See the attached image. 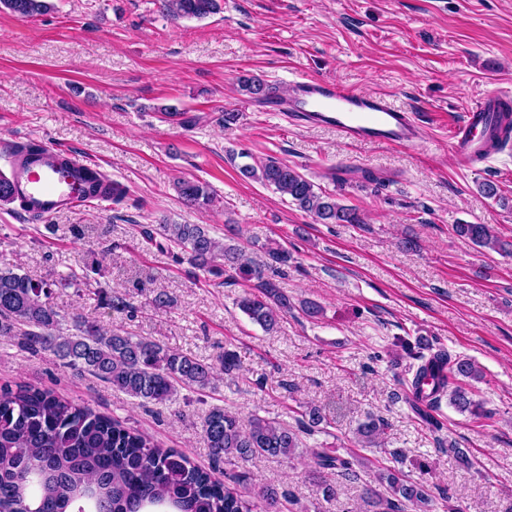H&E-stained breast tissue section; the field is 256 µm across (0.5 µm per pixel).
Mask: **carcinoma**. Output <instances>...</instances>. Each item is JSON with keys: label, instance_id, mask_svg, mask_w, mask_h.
I'll list each match as a JSON object with an SVG mask.
<instances>
[{"label": "carcinoma", "instance_id": "1", "mask_svg": "<svg viewBox=\"0 0 512 512\" xmlns=\"http://www.w3.org/2000/svg\"><path fill=\"white\" fill-rule=\"evenodd\" d=\"M170 19H204L220 9L219 0H159ZM19 18L54 9L51 0H0ZM239 90L259 101L277 95L258 76H242ZM241 174L272 186L303 212L322 224H362L360 212L341 204L336 195L316 190L296 168L276 160L258 166L245 164ZM175 189L191 205L213 203V194L202 183L182 179ZM455 234L473 245L512 255L490 224H456ZM161 236L164 242L156 241ZM143 238L163 249L175 246L199 268L219 262L224 271L256 280L253 289L238 299L239 309L267 331L274 330L288 313L289 301L278 285L265 276L262 266L237 246L210 235L203 224H161L159 231L143 229ZM271 262L286 266L292 255L280 243L266 247ZM47 289L24 274L0 268V337H14L31 353L49 351L70 368L95 375L112 389L142 403L163 404L180 387L205 389L213 379V365L172 350L149 338L114 332L107 335L89 324L78 333H60V314L49 301ZM409 392L427 391L428 407L435 411L445 394L460 412L481 417V405L462 387L459 379L478 380L482 371L471 360L435 351L416 356ZM448 374H442V369ZM324 422L317 407H308L288 427L274 419L252 417L243 426L239 417L222 408L212 409L203 422L214 466L192 464L176 448H159L147 436L124 426L88 405L74 404L50 391L18 383L0 389V512H277L278 492L262 488L253 499L230 483L235 474H220L225 460L248 461L258 455L290 457L299 448V434L308 435ZM388 423L372 414L358 424L356 443L361 448L382 447ZM318 471L334 469L358 478L364 465L356 449L342 456L333 448H311ZM393 466L373 470L363 483L361 499L369 512H430L429 486L406 475L399 464L403 455L389 452Z\"/></svg>", "mask_w": 512, "mask_h": 512}]
</instances>
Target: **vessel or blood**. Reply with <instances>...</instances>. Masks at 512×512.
<instances>
[{"label": "vessel or blood", "mask_w": 512, "mask_h": 512, "mask_svg": "<svg viewBox=\"0 0 512 512\" xmlns=\"http://www.w3.org/2000/svg\"><path fill=\"white\" fill-rule=\"evenodd\" d=\"M273 111L292 121L336 130L356 145L410 147L423 137L416 115L395 107L384 94H366L328 79L296 76L287 100H274ZM512 111V91L486 93L452 130L451 150L462 167L489 162L495 154L492 134L503 133L504 113ZM83 161L50 146L13 160L9 181L29 215L47 219L91 204L83 180Z\"/></svg>", "instance_id": "1"}]
</instances>
